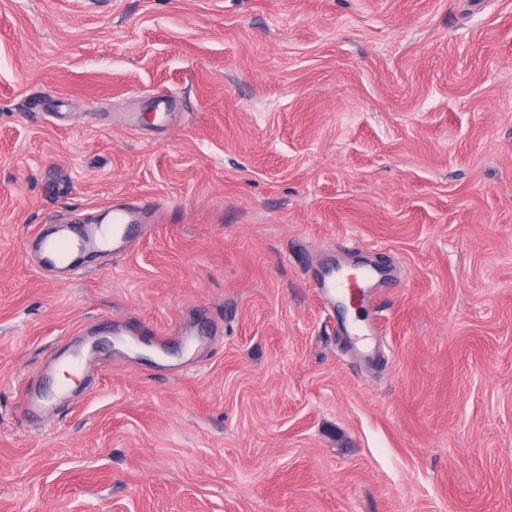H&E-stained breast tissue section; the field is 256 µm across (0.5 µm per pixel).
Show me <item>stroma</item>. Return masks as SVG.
<instances>
[{
  "label": "stroma",
  "instance_id": "35a3bbf8",
  "mask_svg": "<svg viewBox=\"0 0 512 512\" xmlns=\"http://www.w3.org/2000/svg\"><path fill=\"white\" fill-rule=\"evenodd\" d=\"M0 512H512V0H0ZM150 210L149 204L113 206L106 223L72 224L58 236L42 235L37 244L42 267L71 270L77 254L114 256L127 251L146 232ZM327 277L328 281L324 283V286L333 298L337 296L350 305H355L357 302L359 303L368 281L364 274H361L359 277L356 275L336 276V273H331ZM67 385L62 381H57L54 383L49 391L46 392L45 396L40 401H31L29 397L26 395L22 409L27 418H32L36 415H39L43 409V406L48 403L49 399H54L56 397H63L66 395Z\"/></svg>",
  "mask_w": 512,
  "mask_h": 512
}]
</instances>
